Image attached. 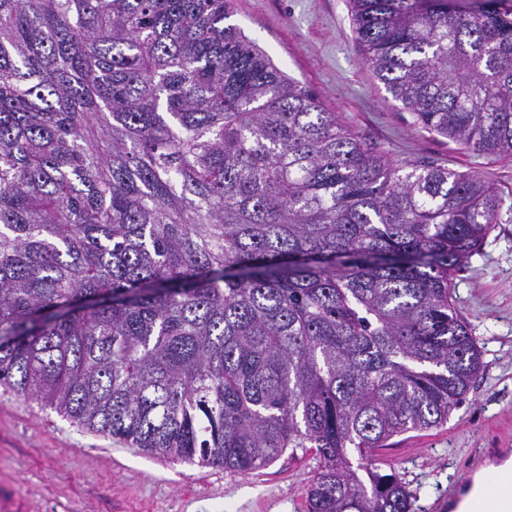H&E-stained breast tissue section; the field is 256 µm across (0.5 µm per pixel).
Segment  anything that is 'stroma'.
<instances>
[{"instance_id": "obj_1", "label": "stroma", "mask_w": 512, "mask_h": 512, "mask_svg": "<svg viewBox=\"0 0 512 512\" xmlns=\"http://www.w3.org/2000/svg\"><path fill=\"white\" fill-rule=\"evenodd\" d=\"M231 22L395 165L483 173L507 203L452 283L456 309L481 343L482 369L446 423L372 453L382 472L407 484L414 512H448L476 471L512 457V155L415 130L357 52L349 0H235ZM318 465L307 448L242 474L149 455L0 388V479L40 512H306Z\"/></svg>"}]
</instances>
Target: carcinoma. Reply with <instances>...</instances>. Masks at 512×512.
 Masks as SVG:
<instances>
[{"label":"carcinoma","instance_id":"1","mask_svg":"<svg viewBox=\"0 0 512 512\" xmlns=\"http://www.w3.org/2000/svg\"><path fill=\"white\" fill-rule=\"evenodd\" d=\"M349 6L418 128L512 154V0ZM233 12L0 0V386L232 472L313 448L308 512H412L369 452L478 375L451 277L502 198L392 164Z\"/></svg>","mask_w":512,"mask_h":512}]
</instances>
